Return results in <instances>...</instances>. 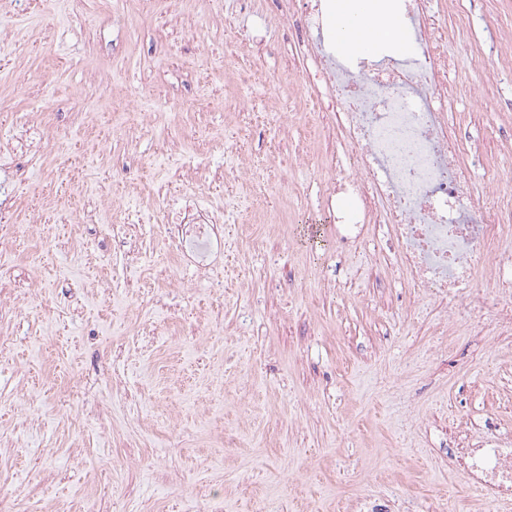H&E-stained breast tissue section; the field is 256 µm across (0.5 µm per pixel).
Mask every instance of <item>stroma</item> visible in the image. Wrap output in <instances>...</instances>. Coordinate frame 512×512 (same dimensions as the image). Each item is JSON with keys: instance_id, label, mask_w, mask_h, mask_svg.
Listing matches in <instances>:
<instances>
[{"instance_id": "obj_1", "label": "stroma", "mask_w": 512, "mask_h": 512, "mask_svg": "<svg viewBox=\"0 0 512 512\" xmlns=\"http://www.w3.org/2000/svg\"><path fill=\"white\" fill-rule=\"evenodd\" d=\"M305 0H42L0 14V174L27 230L0 247V500L11 512H345L451 493L457 421L512 426V352L435 335L409 278L338 251L321 160L347 154L295 46ZM289 9L287 25L276 22ZM448 43L464 200L512 195V0H430ZM251 80L230 92L226 74ZM135 93L137 111L113 98ZM287 113V124L273 110ZM150 113L141 128V113ZM128 125L121 138L114 124ZM255 177H236L240 163ZM199 191L217 271L170 261L158 219Z\"/></svg>"}]
</instances>
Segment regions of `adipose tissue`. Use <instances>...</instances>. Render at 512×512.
I'll list each match as a JSON object with an SVG mask.
<instances>
[{
    "mask_svg": "<svg viewBox=\"0 0 512 512\" xmlns=\"http://www.w3.org/2000/svg\"><path fill=\"white\" fill-rule=\"evenodd\" d=\"M331 25L343 53L366 56L410 42L396 0H333Z\"/></svg>",
    "mask_w": 512,
    "mask_h": 512,
    "instance_id": "adipose-tissue-1",
    "label": "adipose tissue"
}]
</instances>
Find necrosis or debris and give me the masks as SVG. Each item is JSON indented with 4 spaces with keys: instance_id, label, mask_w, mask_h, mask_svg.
Wrapping results in <instances>:
<instances>
[{
    "instance_id": "necrosis-or-debris-1",
    "label": "necrosis or debris",
    "mask_w": 512,
    "mask_h": 512,
    "mask_svg": "<svg viewBox=\"0 0 512 512\" xmlns=\"http://www.w3.org/2000/svg\"><path fill=\"white\" fill-rule=\"evenodd\" d=\"M327 0H315L303 21L301 47L316 64L315 80L329 91L326 107L344 142L358 155L355 174L329 179L336 212V244L370 253L377 227L398 267L409 273L422 300L437 305L444 323L512 345V242L488 243L512 218V196L487 187L481 206L465 203L467 169L448 134L447 38L467 37L465 23L446 34L431 19L426 0H409L415 38L378 63L353 66L326 47ZM170 253L205 269L219 244L213 210L188 199L161 216ZM497 286L487 301L479 279ZM463 449L458 462L477 501L512 506V431L494 420Z\"/></svg>"
}]
</instances>
